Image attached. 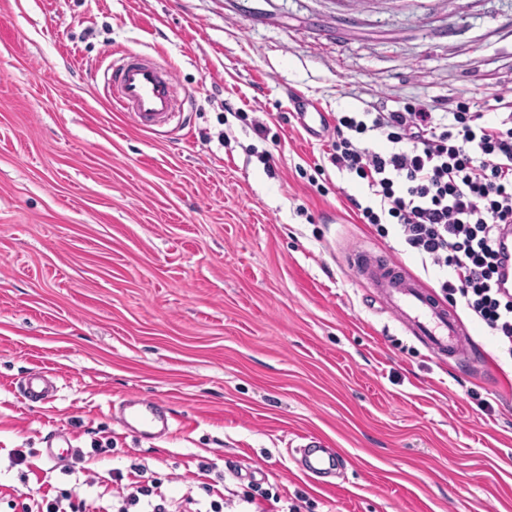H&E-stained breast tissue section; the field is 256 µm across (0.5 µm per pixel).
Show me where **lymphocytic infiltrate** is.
Wrapping results in <instances>:
<instances>
[{
    "label": "lymphocytic infiltrate",
    "instance_id": "1",
    "mask_svg": "<svg viewBox=\"0 0 512 512\" xmlns=\"http://www.w3.org/2000/svg\"><path fill=\"white\" fill-rule=\"evenodd\" d=\"M500 114L487 119L458 103L439 116L407 104L392 112H345L336 119L328 154L338 172L356 176L375 203L360 208L363 223L387 236L384 218L397 224L407 250L438 269V286L512 356V289L499 287V249L512 233V96H499ZM371 136L381 144L362 143ZM125 481L112 471L117 512H171L160 485L145 468Z\"/></svg>",
    "mask_w": 512,
    "mask_h": 512
}]
</instances>
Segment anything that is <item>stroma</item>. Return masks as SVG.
<instances>
[{
  "mask_svg": "<svg viewBox=\"0 0 512 512\" xmlns=\"http://www.w3.org/2000/svg\"><path fill=\"white\" fill-rule=\"evenodd\" d=\"M460 2L0 0V512L70 489L97 512L109 470L136 465L206 505L202 464L302 512H512V357L474 323L484 365L437 364L372 309L345 250L439 273L360 222L335 131L308 136L289 98L491 112L512 93V0ZM116 53L166 62L185 130L110 110L91 76ZM36 369L51 403L19 391ZM128 396L163 403L170 432L115 423ZM61 430L71 473L42 453ZM304 436L342 456L333 485L300 471Z\"/></svg>",
  "mask_w": 512,
  "mask_h": 512,
  "instance_id": "35a3bbf8",
  "label": "stroma"
}]
</instances>
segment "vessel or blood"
Instances as JSON below:
<instances>
[{
	"mask_svg": "<svg viewBox=\"0 0 512 512\" xmlns=\"http://www.w3.org/2000/svg\"><path fill=\"white\" fill-rule=\"evenodd\" d=\"M111 90L113 110L129 112L143 129L152 133L164 127L172 132L181 130L182 112L174 77L153 58L142 56L113 64ZM293 105L308 135L325 129L328 117L316 103L300 94ZM345 264L369 288L372 302L416 337L436 361L470 367L479 364L470 333L460 317L402 263L357 248L346 254ZM54 391L52 380L41 370L32 371L23 382L26 397L38 402H51ZM112 414L120 426L147 438L163 435L172 426V418L162 405L138 396L122 400ZM298 452L303 472L316 482L335 475L339 466L336 452L319 438L302 437Z\"/></svg>",
	"mask_w": 512,
	"mask_h": 512,
	"instance_id": "b4317fda",
	"label": "vessel or blood"
}]
</instances>
